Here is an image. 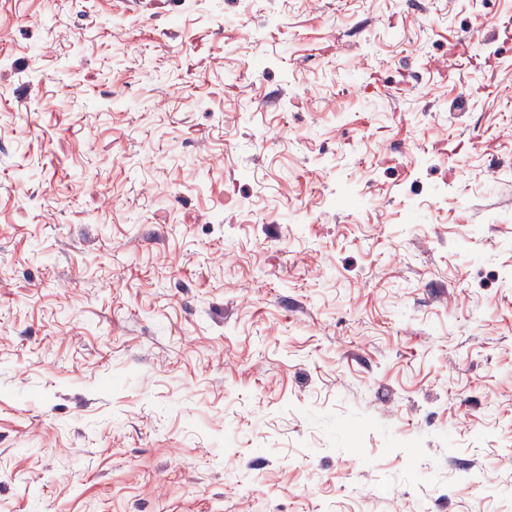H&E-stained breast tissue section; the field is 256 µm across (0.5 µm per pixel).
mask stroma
Masks as SVG:
<instances>
[{
    "label": "stroma",
    "mask_w": 512,
    "mask_h": 512,
    "mask_svg": "<svg viewBox=\"0 0 512 512\" xmlns=\"http://www.w3.org/2000/svg\"><path fill=\"white\" fill-rule=\"evenodd\" d=\"M0 512H512V0H0Z\"/></svg>",
    "instance_id": "obj_1"
}]
</instances>
